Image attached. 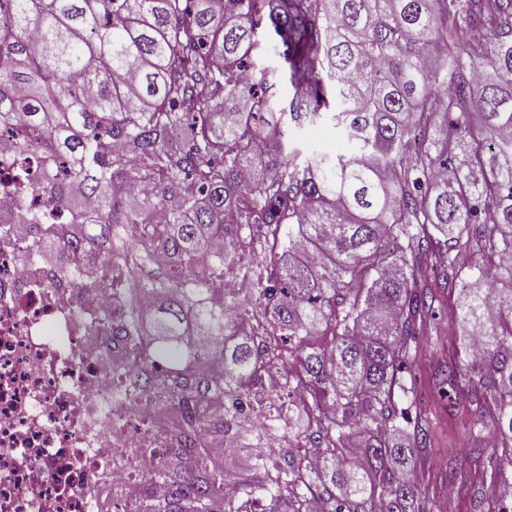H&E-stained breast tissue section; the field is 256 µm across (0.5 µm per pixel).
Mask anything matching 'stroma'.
<instances>
[{"label": "stroma", "mask_w": 512, "mask_h": 512, "mask_svg": "<svg viewBox=\"0 0 512 512\" xmlns=\"http://www.w3.org/2000/svg\"><path fill=\"white\" fill-rule=\"evenodd\" d=\"M288 136L293 143L320 154L336 155L347 150L342 135L329 121L322 122L317 130L307 125L289 126ZM451 311L450 299L436 300L434 314L417 340L414 363L405 374L414 387L408 402L421 409L430 434L428 446L418 451L420 487L434 505L440 494L452 492L451 512H488L498 495L489 473L475 470L463 480L450 472L453 456L471 448L483 449L485 459H495L496 450L488 444L491 434L486 403L472 398L449 408L430 383L432 368L452 358L461 347L458 322Z\"/></svg>", "instance_id": "35a3bbf8"}]
</instances>
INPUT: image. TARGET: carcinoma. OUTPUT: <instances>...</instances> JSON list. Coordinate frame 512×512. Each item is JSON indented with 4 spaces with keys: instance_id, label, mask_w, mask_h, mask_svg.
<instances>
[{
    "instance_id": "1",
    "label": "carcinoma",
    "mask_w": 512,
    "mask_h": 512,
    "mask_svg": "<svg viewBox=\"0 0 512 512\" xmlns=\"http://www.w3.org/2000/svg\"><path fill=\"white\" fill-rule=\"evenodd\" d=\"M0 126L45 133V190L112 240L137 280L117 328L156 382L175 444L130 512H429L403 369L438 296L468 362L454 398L492 400L512 485V0H0ZM267 29L260 38L258 30ZM274 46L281 66L262 64ZM291 95L280 99L282 81ZM333 122L310 155L286 122ZM151 192L129 205L124 188ZM157 252L169 256L150 267ZM242 287L224 292V275ZM327 340L314 343L317 334ZM222 351L213 375L201 366ZM296 360L279 393L255 390ZM258 445L234 478L200 436ZM315 125L322 128L311 129L314 125L298 127L291 124L288 127V136L293 143L316 153L336 155L346 152V142L332 122L323 121ZM316 130L319 134H315Z\"/></svg>"
}]
</instances>
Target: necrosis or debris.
<instances>
[{
  "instance_id": "necrosis-or-debris-1",
  "label": "necrosis or debris",
  "mask_w": 512,
  "mask_h": 512,
  "mask_svg": "<svg viewBox=\"0 0 512 512\" xmlns=\"http://www.w3.org/2000/svg\"><path fill=\"white\" fill-rule=\"evenodd\" d=\"M22 141L36 151L20 155ZM51 150L39 132L0 127V512H114L113 488L162 493L152 470L132 474L126 461L135 448L171 447L172 424L152 388L132 404L112 399V371L128 355L86 316H119L122 297L77 283L90 260L83 244L13 222L26 211L69 223L42 187ZM48 241L61 264L41 261Z\"/></svg>"
}]
</instances>
